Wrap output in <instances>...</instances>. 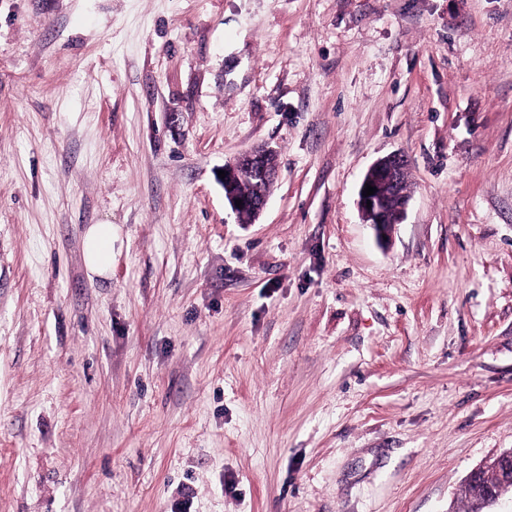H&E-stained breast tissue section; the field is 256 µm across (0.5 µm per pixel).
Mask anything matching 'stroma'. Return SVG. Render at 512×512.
Wrapping results in <instances>:
<instances>
[{
	"mask_svg": "<svg viewBox=\"0 0 512 512\" xmlns=\"http://www.w3.org/2000/svg\"><path fill=\"white\" fill-rule=\"evenodd\" d=\"M508 449L512 0H0V512H465ZM276 150L269 146H263L262 149H254L246 152L239 156L232 164L225 165L224 170L226 171V177L223 179V186L226 187L228 192L225 194V198L231 211L239 217V210L249 207L257 215H261L264 211L269 195H264L262 192H258L257 197L251 199H244L235 196L231 193L232 180L236 173V169L239 166L248 167L255 174L257 182L260 185L270 180H274L276 177L275 173L271 172L266 165V157L268 154L275 152ZM252 172L243 170L240 173L239 179L236 180L233 192L243 196L253 194L254 188H256L255 178ZM235 200H242L241 208H238L235 204ZM408 172L409 169L405 156L401 153H393L378 160L362 179L357 201L358 210L363 223L368 224L375 230L379 241H385L384 237H389L390 233L387 232L385 225L394 224L397 217L395 202L392 200L387 208L388 215L386 220L383 224H379L384 218V210L379 202L378 186L384 185L391 188L392 194L398 200L397 210L399 220L402 221L406 216L409 199L401 191V186ZM365 184L375 186L376 192L373 195L364 197ZM367 200L371 202L370 208H367ZM83 260L91 277L108 278L112 274V224H90L83 233Z\"/></svg>",
	"mask_w": 512,
	"mask_h": 512,
	"instance_id": "1",
	"label": "stroma"
}]
</instances>
